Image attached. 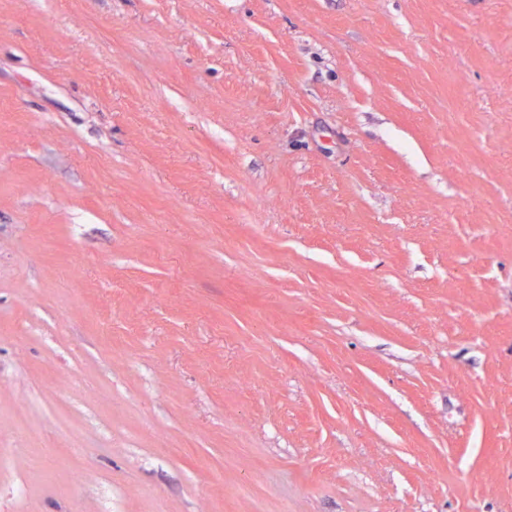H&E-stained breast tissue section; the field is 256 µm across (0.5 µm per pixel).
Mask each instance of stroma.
Returning a JSON list of instances; mask_svg holds the SVG:
<instances>
[{
  "label": "stroma",
  "instance_id": "obj_1",
  "mask_svg": "<svg viewBox=\"0 0 512 512\" xmlns=\"http://www.w3.org/2000/svg\"><path fill=\"white\" fill-rule=\"evenodd\" d=\"M0 512H512V0H0Z\"/></svg>",
  "mask_w": 512,
  "mask_h": 512
}]
</instances>
